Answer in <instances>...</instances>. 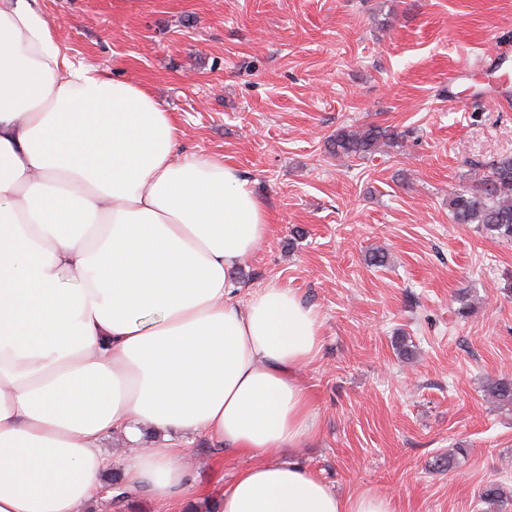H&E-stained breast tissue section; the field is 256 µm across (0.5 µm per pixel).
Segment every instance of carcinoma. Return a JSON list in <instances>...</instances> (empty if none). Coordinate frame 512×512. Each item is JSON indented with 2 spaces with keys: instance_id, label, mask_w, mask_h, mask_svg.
Here are the masks:
<instances>
[{
  "instance_id": "carcinoma-1",
  "label": "carcinoma",
  "mask_w": 512,
  "mask_h": 512,
  "mask_svg": "<svg viewBox=\"0 0 512 512\" xmlns=\"http://www.w3.org/2000/svg\"><path fill=\"white\" fill-rule=\"evenodd\" d=\"M401 136L389 127L374 124L345 126L330 140L332 152L338 157L364 159L384 147L400 145ZM456 224H475L492 239L512 242V156L494 160L487 173L474 175L468 189L454 194L449 202ZM491 399L500 407H512V378L501 377L487 388ZM481 500L487 512H499L506 492L497 482L482 489Z\"/></svg>"
}]
</instances>
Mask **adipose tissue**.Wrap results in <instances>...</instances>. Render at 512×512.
Instances as JSON below:
<instances>
[{"label": "adipose tissue", "instance_id": "adipose-tissue-1", "mask_svg": "<svg viewBox=\"0 0 512 512\" xmlns=\"http://www.w3.org/2000/svg\"><path fill=\"white\" fill-rule=\"evenodd\" d=\"M179 135L144 86L69 55L37 0H0V512H82L102 441L145 427L258 457L217 512H393L275 461L315 437L298 372L320 320L275 281L238 301L267 209ZM184 458L136 449L124 482L178 512Z\"/></svg>", "mask_w": 512, "mask_h": 512}]
</instances>
